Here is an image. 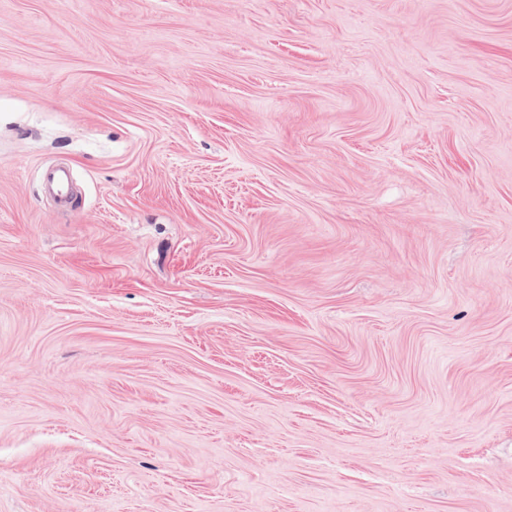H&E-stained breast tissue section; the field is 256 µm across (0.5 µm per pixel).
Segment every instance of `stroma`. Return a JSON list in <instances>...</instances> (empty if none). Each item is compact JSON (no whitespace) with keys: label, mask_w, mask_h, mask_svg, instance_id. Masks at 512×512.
Listing matches in <instances>:
<instances>
[{"label":"stroma","mask_w":512,"mask_h":512,"mask_svg":"<svg viewBox=\"0 0 512 512\" xmlns=\"http://www.w3.org/2000/svg\"><path fill=\"white\" fill-rule=\"evenodd\" d=\"M0 512H512V0H0Z\"/></svg>","instance_id":"1"}]
</instances>
